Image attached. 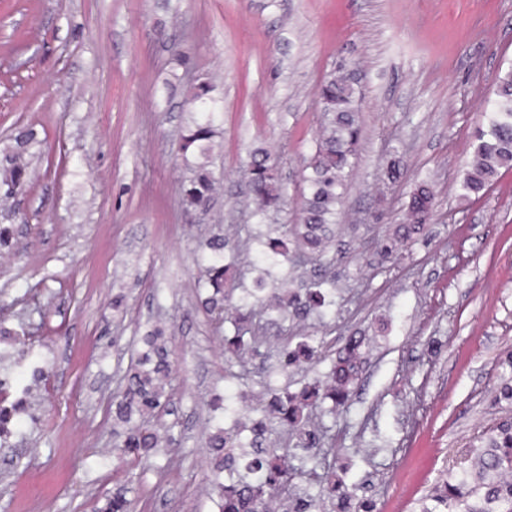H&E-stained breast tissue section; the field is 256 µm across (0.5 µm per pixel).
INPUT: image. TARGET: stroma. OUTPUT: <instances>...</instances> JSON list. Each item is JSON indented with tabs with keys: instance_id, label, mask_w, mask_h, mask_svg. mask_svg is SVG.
I'll use <instances>...</instances> for the list:
<instances>
[{
	"instance_id": "35a3bbf8",
	"label": "stroma",
	"mask_w": 512,
	"mask_h": 512,
	"mask_svg": "<svg viewBox=\"0 0 512 512\" xmlns=\"http://www.w3.org/2000/svg\"><path fill=\"white\" fill-rule=\"evenodd\" d=\"M512 0H0V160L33 131L26 181L0 227V378L23 411L0 448V512H93L125 483L136 512H218L204 456L214 395L297 391L303 373L227 361L197 305L200 241L236 242L250 152L280 158L299 221L320 123L315 91L339 65L359 77L362 132L336 230V307L264 327L268 345L315 336L328 373L369 338L348 403L316 410L333 439L318 459L375 512H421L468 446L512 417L495 402L512 351V170L474 200L461 180L501 67ZM221 104L216 190L187 211L181 151L191 87ZM401 156L396 188L382 169ZM434 217L396 259L376 243L403 223L419 183ZM125 306L113 311L112 297ZM164 328L177 357L153 465L114 474L112 396L139 338Z\"/></svg>"
}]
</instances>
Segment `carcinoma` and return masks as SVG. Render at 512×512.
Returning a JSON list of instances; mask_svg holds the SVG:
<instances>
[{
    "label": "carcinoma",
    "instance_id": "carcinoma-1",
    "mask_svg": "<svg viewBox=\"0 0 512 512\" xmlns=\"http://www.w3.org/2000/svg\"><path fill=\"white\" fill-rule=\"evenodd\" d=\"M209 83L201 81L195 93L196 107L189 133L184 136L183 151L194 149L206 156L216 133L221 108L208 97ZM358 78L351 71L324 76L316 97L321 112L320 135L310 158V174L305 178L307 193L301 201V222L269 224L266 232L250 228L235 249L226 251L224 236L217 234L202 244L203 278L206 295L199 305L224 323L234 311V335L224 337L228 359H243L255 350L258 312L275 313L278 320H301L309 315L324 316L336 305V288L327 262L324 275L304 290L289 287L284 279L271 296L263 295L265 278L277 268L290 264L302 267L327 256L336 236V211L341 193L352 168L361 135L357 107ZM280 160L259 148L252 152L248 170V189L252 215L265 221L269 213L280 210L287 193L279 178ZM512 169V67L498 74L488 123L479 131L473 158L464 173L462 189L468 196L481 197L497 180L500 170ZM403 175L399 159L390 160L384 170L386 183L393 185ZM25 178V166L10 160L4 169L3 184L19 187ZM211 173L199 167L189 183L182 187L183 203L188 209L205 208L212 195ZM434 193L421 184L410 196L408 222L379 242L384 258L396 255L398 247L415 239L431 223ZM258 244L257 261L266 265L265 277L255 280L253 288H242L236 272L239 258ZM141 341L144 349L136 352L126 373V386L112 399V434L115 469L126 462H142L172 443L170 434L149 424V419L165 411L169 398L166 384L174 361L168 337L163 329L148 330ZM364 339L349 337L330 371L313 378L298 392L269 388L245 403L241 409L218 404L223 418L233 427L216 426L208 439L213 489L220 499L219 512H350L352 494L336 471L327 468L318 481L314 495L298 491L296 479L303 474L296 462L306 463L312 452L326 444L323 429L313 421V408L330 401L332 407L345 405L362 375ZM321 344L303 338L295 346L284 344L277 363L283 371L309 369L321 359ZM24 408L23 401L0 406V439L10 434L9 424ZM477 468L451 476L422 512H512V417L496 424L491 433L475 446ZM95 512H133L126 488L119 487L103 507Z\"/></svg>",
    "mask_w": 512,
    "mask_h": 512
}]
</instances>
